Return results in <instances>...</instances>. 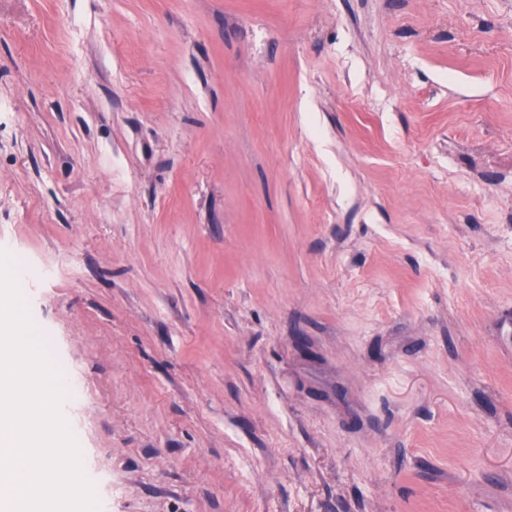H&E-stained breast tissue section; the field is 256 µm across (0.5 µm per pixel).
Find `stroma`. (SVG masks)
I'll return each mask as SVG.
<instances>
[{
	"instance_id": "1",
	"label": "stroma",
	"mask_w": 512,
	"mask_h": 512,
	"mask_svg": "<svg viewBox=\"0 0 512 512\" xmlns=\"http://www.w3.org/2000/svg\"><path fill=\"white\" fill-rule=\"evenodd\" d=\"M0 100L100 512H512V0H0Z\"/></svg>"
}]
</instances>
